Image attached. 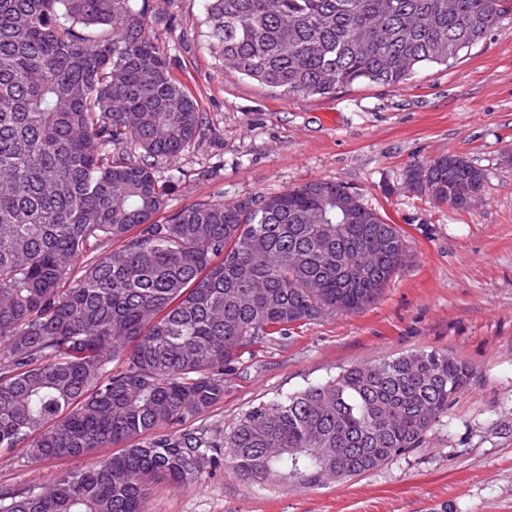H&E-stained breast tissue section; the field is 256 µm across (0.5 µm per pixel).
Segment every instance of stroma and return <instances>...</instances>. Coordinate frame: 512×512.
<instances>
[{
  "mask_svg": "<svg viewBox=\"0 0 512 512\" xmlns=\"http://www.w3.org/2000/svg\"><path fill=\"white\" fill-rule=\"evenodd\" d=\"M154 4L174 20L161 44L210 126L199 146L160 169L164 180L188 175L168 210L336 181L397 225L408 254L364 309L250 348L225 372L223 401L191 428L223 444L259 403L418 351L466 362L473 379L420 448L363 475L295 488L240 479L224 464L190 484L154 485L146 512H512V20L453 66L424 68L406 83L279 98L225 73L204 35L203 0ZM448 154L487 177L470 209L436 204L406 184L410 165ZM201 168L211 177L195 179ZM110 453L35 461L21 448L1 452L0 489L44 488Z\"/></svg>",
  "mask_w": 512,
  "mask_h": 512,
  "instance_id": "1",
  "label": "stroma"
}]
</instances>
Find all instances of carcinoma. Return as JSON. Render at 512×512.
Segmentation results:
<instances>
[{
  "instance_id": "cac0c4a2",
  "label": "carcinoma",
  "mask_w": 512,
  "mask_h": 512,
  "mask_svg": "<svg viewBox=\"0 0 512 512\" xmlns=\"http://www.w3.org/2000/svg\"><path fill=\"white\" fill-rule=\"evenodd\" d=\"M204 2L224 70L288 97L404 84L512 17V0ZM171 26L153 0H0V449L116 448L39 493L0 490V512H146L152 485L223 460L248 481L353 478L420 447L472 379L411 353L260 403L219 448L184 426L246 348L371 304L406 247L327 180L158 217L159 166L207 127L158 43ZM406 182L468 210L486 175L444 155Z\"/></svg>"
}]
</instances>
